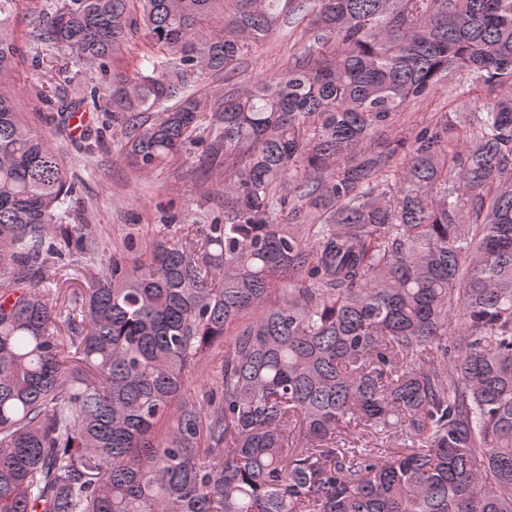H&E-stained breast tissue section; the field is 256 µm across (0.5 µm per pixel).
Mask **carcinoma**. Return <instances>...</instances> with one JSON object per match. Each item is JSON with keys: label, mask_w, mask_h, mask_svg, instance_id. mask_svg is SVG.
<instances>
[{"label": "carcinoma", "mask_w": 512, "mask_h": 512, "mask_svg": "<svg viewBox=\"0 0 512 512\" xmlns=\"http://www.w3.org/2000/svg\"><path fill=\"white\" fill-rule=\"evenodd\" d=\"M293 3L36 7L37 41L103 71L145 36L110 84L124 159L196 149L224 170V219L104 260L63 339L40 282L93 242L63 157L0 89V512H512V0H300L315 46L286 73L142 119ZM453 69L497 93L487 110L390 138ZM223 338L204 410L182 388ZM346 430L399 446L380 462Z\"/></svg>", "instance_id": "1"}]
</instances>
